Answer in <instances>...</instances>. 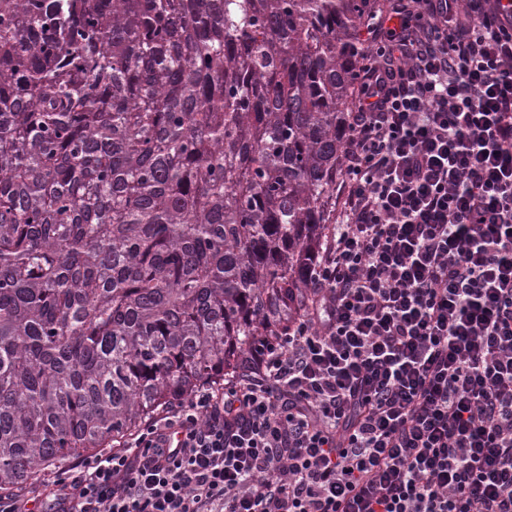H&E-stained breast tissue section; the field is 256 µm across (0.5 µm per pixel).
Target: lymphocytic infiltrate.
<instances>
[{
	"mask_svg": "<svg viewBox=\"0 0 512 512\" xmlns=\"http://www.w3.org/2000/svg\"><path fill=\"white\" fill-rule=\"evenodd\" d=\"M373 33L313 304L53 512H512V0Z\"/></svg>",
	"mask_w": 512,
	"mask_h": 512,
	"instance_id": "f902f5d3",
	"label": "lymphocytic infiltrate"
}]
</instances>
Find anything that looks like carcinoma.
<instances>
[{"label": "carcinoma", "instance_id": "obj_1", "mask_svg": "<svg viewBox=\"0 0 512 512\" xmlns=\"http://www.w3.org/2000/svg\"><path fill=\"white\" fill-rule=\"evenodd\" d=\"M375 0H0V496L302 313Z\"/></svg>", "mask_w": 512, "mask_h": 512}]
</instances>
